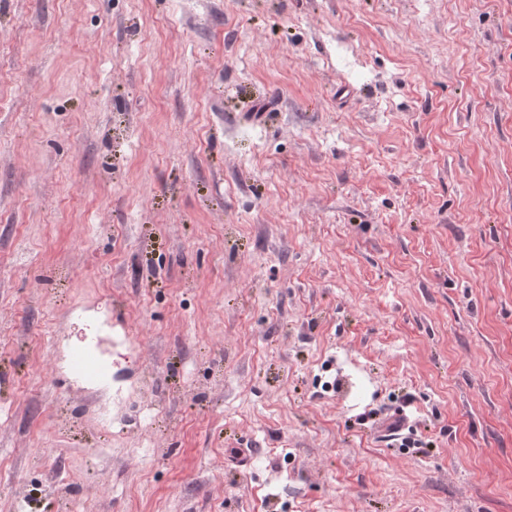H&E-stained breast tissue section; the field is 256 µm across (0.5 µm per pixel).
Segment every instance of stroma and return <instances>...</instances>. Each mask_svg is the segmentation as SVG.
<instances>
[{
	"label": "stroma",
	"mask_w": 512,
	"mask_h": 512,
	"mask_svg": "<svg viewBox=\"0 0 512 512\" xmlns=\"http://www.w3.org/2000/svg\"><path fill=\"white\" fill-rule=\"evenodd\" d=\"M0 462V512H512V0H0ZM71 371L88 385L97 384L104 371V366L84 350H74L70 355Z\"/></svg>",
	"instance_id": "obj_1"
}]
</instances>
